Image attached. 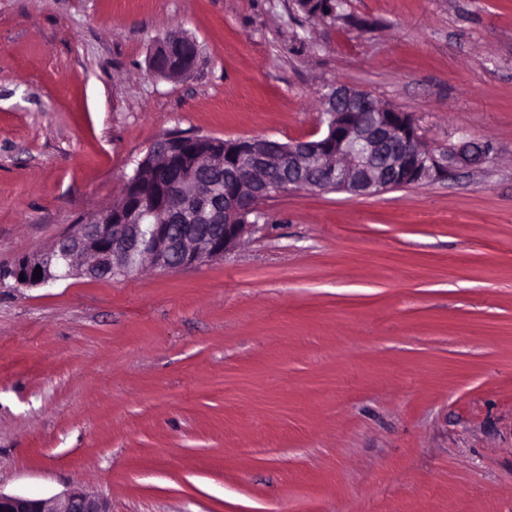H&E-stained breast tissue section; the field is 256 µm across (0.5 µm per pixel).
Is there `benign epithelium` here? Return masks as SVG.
<instances>
[{
  "label": "benign epithelium",
  "mask_w": 512,
  "mask_h": 512,
  "mask_svg": "<svg viewBox=\"0 0 512 512\" xmlns=\"http://www.w3.org/2000/svg\"><path fill=\"white\" fill-rule=\"evenodd\" d=\"M364 91L345 85L323 96L325 129L304 140L269 138L224 140L211 153L210 176L224 175L235 163L261 173L229 194L208 192L200 180L199 150L193 132L174 131L157 139L137 162L134 174L152 171V205L128 191L123 203L76 219L48 250L21 258L12 277L25 286H41L70 277L107 279L125 275L143 258L164 272L201 265L235 249L260 218L255 199L306 187L318 191L375 196L388 190L444 180L455 172L479 167L490 159L488 145L465 140L436 154L421 145L422 137L408 112L379 105L369 117L341 112L353 107ZM179 187L199 198L191 210L172 198V175ZM42 277L33 278L35 268ZM0 512H111L106 500L81 491L49 497L0 492Z\"/></svg>",
  "instance_id": "obj_1"
}]
</instances>
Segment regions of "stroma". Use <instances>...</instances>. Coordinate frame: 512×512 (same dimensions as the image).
Instances as JSON below:
<instances>
[{
	"instance_id": "obj_1",
	"label": "stroma",
	"mask_w": 512,
	"mask_h": 512,
	"mask_svg": "<svg viewBox=\"0 0 512 512\" xmlns=\"http://www.w3.org/2000/svg\"><path fill=\"white\" fill-rule=\"evenodd\" d=\"M185 32L195 69L151 76ZM363 89L490 160L298 189L223 257L0 277V491L111 512H512V0H0V270L160 135L300 140Z\"/></svg>"
}]
</instances>
